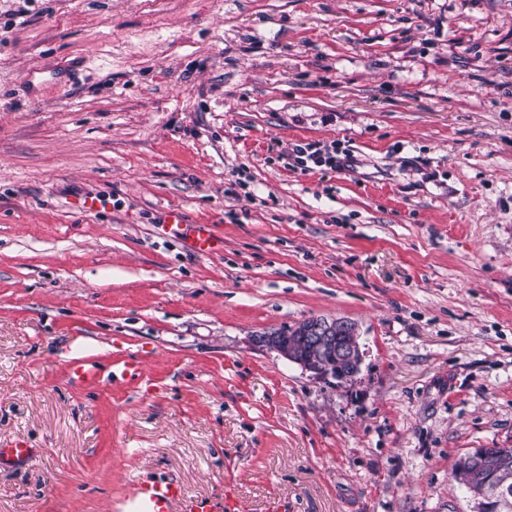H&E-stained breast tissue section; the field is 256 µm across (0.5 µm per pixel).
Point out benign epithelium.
Returning <instances> with one entry per match:
<instances>
[{"label": "benign epithelium", "instance_id": "obj_1", "mask_svg": "<svg viewBox=\"0 0 512 512\" xmlns=\"http://www.w3.org/2000/svg\"><path fill=\"white\" fill-rule=\"evenodd\" d=\"M299 339L300 345L296 346L288 337L272 330L251 336L249 344L258 350L277 353L316 379L330 378L335 367L346 379L360 372L363 353L356 323L341 317H313L302 328ZM494 479L495 475H490L485 486L472 491L474 512H493L498 508L488 489Z\"/></svg>", "mask_w": 512, "mask_h": 512}]
</instances>
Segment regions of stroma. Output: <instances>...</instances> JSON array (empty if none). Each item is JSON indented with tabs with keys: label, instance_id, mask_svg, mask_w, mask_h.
Instances as JSON below:
<instances>
[{
	"label": "stroma",
	"instance_id": "1",
	"mask_svg": "<svg viewBox=\"0 0 512 512\" xmlns=\"http://www.w3.org/2000/svg\"><path fill=\"white\" fill-rule=\"evenodd\" d=\"M298 141L360 164L292 169ZM173 209L223 251L182 250ZM317 316L358 324L354 382L248 343ZM15 439L0 512L169 480L244 512H472L456 463L512 448V0H0ZM32 457V449L25 441L0 442V468L13 467L25 463Z\"/></svg>",
	"mask_w": 512,
	"mask_h": 512
}]
</instances>
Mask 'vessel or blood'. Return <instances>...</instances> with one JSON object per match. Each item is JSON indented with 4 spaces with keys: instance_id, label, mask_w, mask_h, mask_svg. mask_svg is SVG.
<instances>
[{
    "instance_id": "b4317fda",
    "label": "vessel or blood",
    "mask_w": 512,
    "mask_h": 512,
    "mask_svg": "<svg viewBox=\"0 0 512 512\" xmlns=\"http://www.w3.org/2000/svg\"><path fill=\"white\" fill-rule=\"evenodd\" d=\"M188 248L198 253L215 251L220 241L211 225L194 224L184 238ZM32 450L26 442L0 443V468L13 467L30 460ZM180 505L181 512H241L231 497L219 502L186 498L179 483L139 482L133 485L124 502V512H171L173 505Z\"/></svg>"
}]
</instances>
